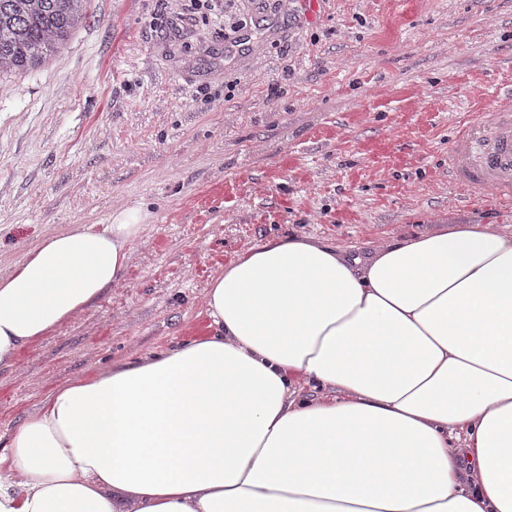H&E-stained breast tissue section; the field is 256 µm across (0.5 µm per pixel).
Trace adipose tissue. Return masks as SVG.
Returning <instances> with one entry per match:
<instances>
[{
  "mask_svg": "<svg viewBox=\"0 0 512 512\" xmlns=\"http://www.w3.org/2000/svg\"><path fill=\"white\" fill-rule=\"evenodd\" d=\"M134 223L0 276V365L117 283ZM208 336L58 386L0 452V512H512V234L367 256L308 236L211 279Z\"/></svg>",
  "mask_w": 512,
  "mask_h": 512,
  "instance_id": "adipose-tissue-1",
  "label": "adipose tissue"
}]
</instances>
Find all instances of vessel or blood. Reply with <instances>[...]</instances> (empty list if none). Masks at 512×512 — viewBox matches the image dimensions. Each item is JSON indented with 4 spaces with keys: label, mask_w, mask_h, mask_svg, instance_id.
<instances>
[{
    "label": "vessel or blood",
    "mask_w": 512,
    "mask_h": 512,
    "mask_svg": "<svg viewBox=\"0 0 512 512\" xmlns=\"http://www.w3.org/2000/svg\"><path fill=\"white\" fill-rule=\"evenodd\" d=\"M448 176L474 198L496 189L512 199V94L498 95L457 125L449 149Z\"/></svg>",
    "instance_id": "b4317fda"
}]
</instances>
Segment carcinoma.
I'll return each instance as SVG.
<instances>
[{
	"mask_svg": "<svg viewBox=\"0 0 512 512\" xmlns=\"http://www.w3.org/2000/svg\"><path fill=\"white\" fill-rule=\"evenodd\" d=\"M87 0H0V75L34 71L66 47Z\"/></svg>",
	"mask_w": 512,
	"mask_h": 512,
	"instance_id": "obj_1",
	"label": "carcinoma"
}]
</instances>
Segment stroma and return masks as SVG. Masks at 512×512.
<instances>
[{
    "label": "stroma",
    "instance_id": "35a3bbf8",
    "mask_svg": "<svg viewBox=\"0 0 512 512\" xmlns=\"http://www.w3.org/2000/svg\"><path fill=\"white\" fill-rule=\"evenodd\" d=\"M89 0L0 77V275L44 238L135 222L120 281L0 366V446L59 385L208 335L219 267L308 235L352 254L512 202L448 182L458 121L512 90V0Z\"/></svg>",
    "mask_w": 512,
    "mask_h": 512
}]
</instances>
